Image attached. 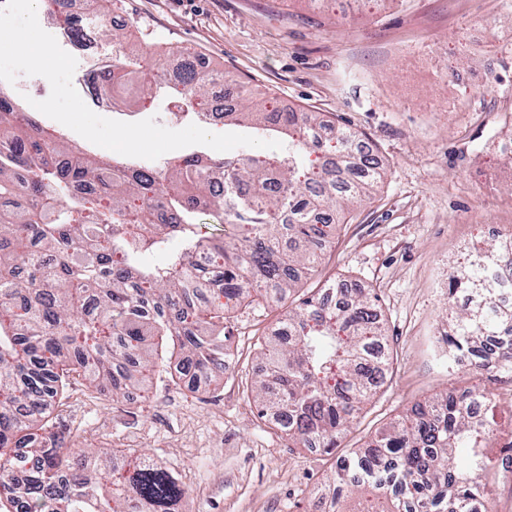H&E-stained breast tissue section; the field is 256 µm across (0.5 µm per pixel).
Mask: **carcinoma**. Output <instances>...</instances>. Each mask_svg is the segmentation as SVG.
I'll list each match as a JSON object with an SVG mask.
<instances>
[{
  "instance_id": "1",
  "label": "carcinoma",
  "mask_w": 512,
  "mask_h": 512,
  "mask_svg": "<svg viewBox=\"0 0 512 512\" xmlns=\"http://www.w3.org/2000/svg\"><path fill=\"white\" fill-rule=\"evenodd\" d=\"M111 2L93 0V22L113 51L95 67L133 108L151 85L139 78L138 50L99 24ZM51 7L62 34L83 40L67 24L66 0ZM211 80L187 67L174 87L201 120ZM248 97L238 90L224 125L272 131L283 152L190 153L162 174L132 158L60 148L0 92V498L27 496L26 512H177L185 489L150 457L62 450L48 417L70 376L100 394L145 392L165 372L155 340L168 338L175 359L211 382L224 379L232 314L298 293L341 215L377 191L379 163L354 152L357 132L337 127L335 158L304 169L303 156L322 146L320 114H274L244 105ZM201 215L224 225V236L200 235ZM172 240L182 249L168 264L141 261ZM349 299L337 307L324 294L302 298L281 320L288 336L259 340V415L296 446L315 440L336 457L327 512H347L355 493L365 495L358 512H494L487 477L497 463L486 448L496 439L495 405L482 397L488 414L474 418L476 390L453 387L417 403L358 450L337 454L390 365L376 297ZM448 305V346L476 362L497 338L508 349L500 372L512 376V237L470 251L448 276Z\"/></svg>"
}]
</instances>
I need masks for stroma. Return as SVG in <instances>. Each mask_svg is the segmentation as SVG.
<instances>
[{
    "instance_id": "35a3bbf8",
    "label": "stroma",
    "mask_w": 512,
    "mask_h": 512,
    "mask_svg": "<svg viewBox=\"0 0 512 512\" xmlns=\"http://www.w3.org/2000/svg\"><path fill=\"white\" fill-rule=\"evenodd\" d=\"M111 15L133 26L145 70L181 51L213 70L211 94L233 77L283 111L320 113L350 127L381 160L384 179L345 222L305 294L331 280L374 290L391 365L341 441L344 450L407 408L448 387L484 388L512 407V379L489 381L448 365L439 338L448 297L443 270L469 252L485 224L512 230V167L489 149L512 128V45L487 68L476 46L479 23L512 27V0H112ZM352 22H344L343 14ZM475 73L470 87L428 75V56ZM170 88L153 91L119 121L155 118L178 130ZM287 305L244 308L230 325L235 364L213 391L154 378L148 396L112 398L72 379L53 412L64 448H129L165 466L186 490L183 512H307L332 470L330 458L292 448L260 419L250 382L261 369L254 343L271 333Z\"/></svg>"
}]
</instances>
